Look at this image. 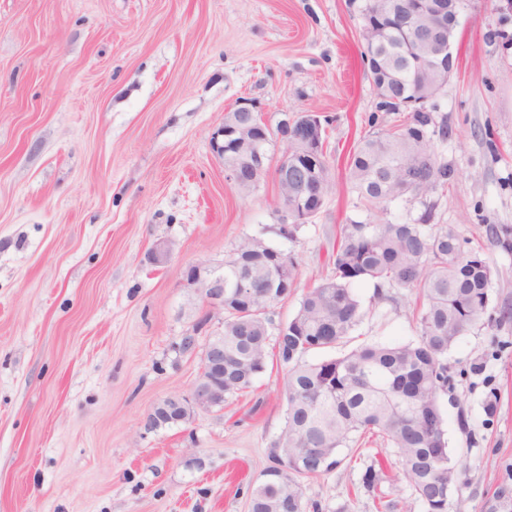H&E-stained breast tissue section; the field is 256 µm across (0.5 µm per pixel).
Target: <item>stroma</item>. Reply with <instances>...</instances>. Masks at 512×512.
I'll list each match as a JSON object with an SVG mask.
<instances>
[{
  "mask_svg": "<svg viewBox=\"0 0 512 512\" xmlns=\"http://www.w3.org/2000/svg\"><path fill=\"white\" fill-rule=\"evenodd\" d=\"M361 0H0V512H248L286 420L283 369L269 358L223 407L149 431L145 415L189 395L224 316L188 287L190 266L222 276L244 236L298 260L276 305L288 322L304 287L332 271L340 227L360 200L349 153L376 95L360 37ZM458 66L436 100L452 176L424 199L390 205L413 222L432 210L494 267L491 309L512 308V0H463ZM250 102L269 124L302 112L327 127L331 189L296 240L276 235L277 189L241 197L212 136ZM169 244L155 263L157 243ZM366 314L346 343L415 341L416 294L357 289ZM453 388L438 399L462 465L448 512H483L512 490V318L481 319L448 352ZM494 413H487V405ZM340 464L302 479L320 512H376L368 466L398 512H424L393 448L367 437Z\"/></svg>",
  "mask_w": 512,
  "mask_h": 512,
  "instance_id": "stroma-1",
  "label": "stroma"
}]
</instances>
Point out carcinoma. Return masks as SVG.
Returning a JSON list of instances; mask_svg holds the SVG:
<instances>
[{"label":"carcinoma","instance_id":"obj_1","mask_svg":"<svg viewBox=\"0 0 512 512\" xmlns=\"http://www.w3.org/2000/svg\"><path fill=\"white\" fill-rule=\"evenodd\" d=\"M394 0H363L360 14L386 13ZM399 66L394 94L412 96L415 62L409 44L392 22H385L379 45L367 48ZM431 101L394 123L377 113L368 119L372 132L350 153L349 179L360 197L362 215L342 225L333 251V274L303 293L298 310L271 333L274 306L297 287L294 254L261 236L242 238L224 259V395L250 388L267 367L269 349L287 368L284 389L288 412L280 435L270 444L274 465L252 487L249 512H319L304 501L298 478H313L340 463L344 448L372 435L397 449L402 473L425 512H447L448 466L452 465L438 397L448 392V350L487 313L494 270L484 254L465 248L450 224H433L432 209L416 222L379 218L389 204L424 198L451 176L438 160L435 141L448 140V124L437 121ZM422 156L429 161L423 180L405 183L403 171ZM293 183L278 190L275 212L295 203ZM245 282L251 294H235ZM410 288L423 299L419 336L398 345L366 344L337 358L309 362L315 350L340 345L364 316L355 285ZM304 448L326 459L319 466ZM383 475L372 467L363 476L383 512L398 503L385 499Z\"/></svg>","mask_w":512,"mask_h":512}]
</instances>
